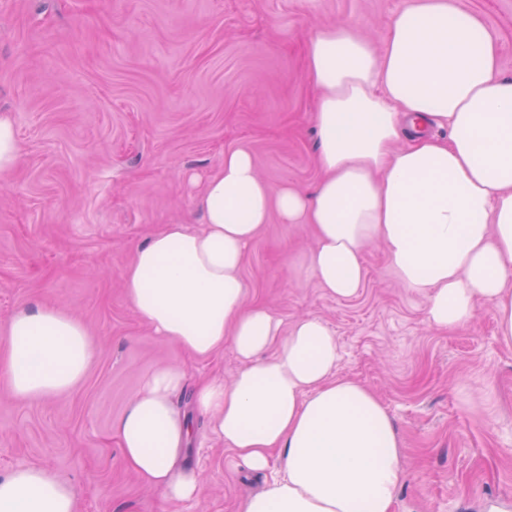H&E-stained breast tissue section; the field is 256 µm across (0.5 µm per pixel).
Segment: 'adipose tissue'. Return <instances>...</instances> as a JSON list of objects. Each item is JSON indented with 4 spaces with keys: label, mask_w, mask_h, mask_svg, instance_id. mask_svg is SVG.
I'll return each mask as SVG.
<instances>
[{
    "label": "adipose tissue",
    "mask_w": 512,
    "mask_h": 512,
    "mask_svg": "<svg viewBox=\"0 0 512 512\" xmlns=\"http://www.w3.org/2000/svg\"><path fill=\"white\" fill-rule=\"evenodd\" d=\"M499 58V34L458 0H412L379 48L350 24L317 29L305 52L314 190L271 188L249 151L225 152L199 198L202 229L164 225L125 268L127 299L155 335L201 359L228 344L242 362L231 383L194 389L196 412L248 468L278 466L239 512H392L404 479L390 414L338 376L332 330L304 317L284 335L247 304L242 265L271 217L313 227L305 263L331 297L359 293L377 240L430 324L460 329L489 305L512 346V78ZM94 347L79 318L26 306L0 324V377L17 400L48 399L82 381ZM186 385L180 365L156 370L115 424L127 464L172 503L202 493L184 463L192 424L174 404ZM77 496L30 464L0 477V512H76Z\"/></svg>",
    "instance_id": "obj_1"
}]
</instances>
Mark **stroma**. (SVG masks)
Returning a JSON list of instances; mask_svg holds the SVG:
<instances>
[{
    "label": "stroma",
    "instance_id": "stroma-1",
    "mask_svg": "<svg viewBox=\"0 0 512 512\" xmlns=\"http://www.w3.org/2000/svg\"><path fill=\"white\" fill-rule=\"evenodd\" d=\"M408 0H0V113L14 121L17 166L0 176V323L49 303L79 316L97 346L83 381L49 400L13 399L0 380V475L21 463L81 489L78 512H238L264 475L248 470L190 413L186 451L199 501L170 504L127 466L114 425L158 367L189 384L231 381L232 348L206 359L153 336L122 272L136 246L176 221L202 229L199 181L248 149L271 187L313 189L314 94L308 32L349 23L382 43ZM501 36L512 77V0H459ZM310 226L270 219L242 268L247 303L283 328L310 316L338 344L339 376L369 388L401 439L393 512H484L512 501V347L492 307L451 330L426 321L380 243L359 294L334 299L303 267Z\"/></svg>",
    "mask_w": 512,
    "mask_h": 512
}]
</instances>
